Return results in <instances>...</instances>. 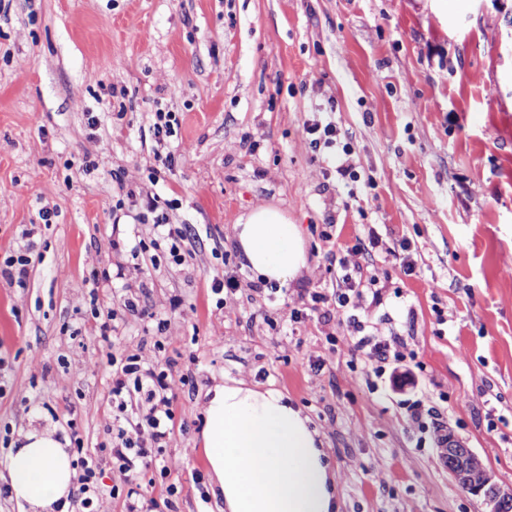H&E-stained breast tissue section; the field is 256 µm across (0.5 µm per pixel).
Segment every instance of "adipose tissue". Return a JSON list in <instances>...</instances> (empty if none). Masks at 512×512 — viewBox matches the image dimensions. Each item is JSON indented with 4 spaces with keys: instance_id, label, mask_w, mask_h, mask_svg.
Masks as SVG:
<instances>
[{
    "instance_id": "1",
    "label": "adipose tissue",
    "mask_w": 512,
    "mask_h": 512,
    "mask_svg": "<svg viewBox=\"0 0 512 512\" xmlns=\"http://www.w3.org/2000/svg\"><path fill=\"white\" fill-rule=\"evenodd\" d=\"M242 260L284 283L307 267L301 231L280 209H253L235 224ZM201 432L209 476L226 512H339L336 476L318 433L274 388L228 380L207 388ZM8 461V482L30 512H54L75 489V469L56 429L24 431Z\"/></svg>"
}]
</instances>
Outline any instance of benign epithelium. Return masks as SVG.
<instances>
[{
  "mask_svg": "<svg viewBox=\"0 0 512 512\" xmlns=\"http://www.w3.org/2000/svg\"><path fill=\"white\" fill-rule=\"evenodd\" d=\"M439 455L450 460L449 473L457 484L483 498L485 512H512V485L499 483L491 470H483L480 484H470V465L478 455L466 447L453 431H448V447L439 449Z\"/></svg>",
  "mask_w": 512,
  "mask_h": 512,
  "instance_id": "obj_1",
  "label": "benign epithelium"
}]
</instances>
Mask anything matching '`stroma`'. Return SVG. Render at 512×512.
I'll use <instances>...</instances> for the list:
<instances>
[{
  "label": "stroma",
  "instance_id": "stroma-1",
  "mask_svg": "<svg viewBox=\"0 0 512 512\" xmlns=\"http://www.w3.org/2000/svg\"><path fill=\"white\" fill-rule=\"evenodd\" d=\"M159 110L175 137L154 135ZM308 120L336 123L358 181L310 147ZM146 187L196 233L183 264L136 219ZM260 205L299 225L308 268L285 292L219 304L212 279L254 280L224 255ZM366 224L379 245L355 260L380 299L357 318L401 338L442 422L512 485V0H0V262L34 250L25 287L0 277V490L30 426L90 454L111 446L107 357L140 350L185 380L163 450L178 493L155 512H222L202 404L228 378L303 408L340 512H484L433 444L417 446L414 394L351 367L346 316L289 322L301 294L331 287L334 244ZM403 239L410 276L384 258ZM126 294L176 302L165 331L128 315L101 337L92 304Z\"/></svg>",
  "mask_w": 512,
  "mask_h": 512
}]
</instances>
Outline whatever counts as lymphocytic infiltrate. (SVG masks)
Wrapping results in <instances>:
<instances>
[{
  "label": "lymphocytic infiltrate",
  "mask_w": 512,
  "mask_h": 512,
  "mask_svg": "<svg viewBox=\"0 0 512 512\" xmlns=\"http://www.w3.org/2000/svg\"><path fill=\"white\" fill-rule=\"evenodd\" d=\"M305 137L311 148H341L343 161L337 166L340 178H356L357 173L351 160L350 144L340 141V131L335 123L308 122L303 126ZM147 211L154 216V228L174 261L184 262L183 245L190 237L192 229L186 224L169 223L166 214L158 210L156 197L144 198ZM377 280L375 276L364 274L362 265L350 263L346 258L336 260V286L333 292L312 291L303 308L291 310L289 320L303 323L309 313L319 312L322 305L333 304L336 311L347 313L358 309L367 294L372 293ZM358 337L350 352L352 359L368 362L375 376H383L388 366L403 362L404 353L397 348L395 336H375L366 333L364 325H357ZM112 386L109 401L112 405V446L108 454L112 468L120 478L112 485L111 497H124L125 512H143L138 501L134 483L145 470L158 469L161 476H169L171 469L162 458L164 445L171 440L169 426L173 418L172 401L176 396L178 382L171 369L164 367L158 357L139 353L110 356ZM82 474L76 498L83 512H104V502L99 479L101 462L98 456L87 455L81 458Z\"/></svg>",
  "instance_id": "obj_1"
}]
</instances>
